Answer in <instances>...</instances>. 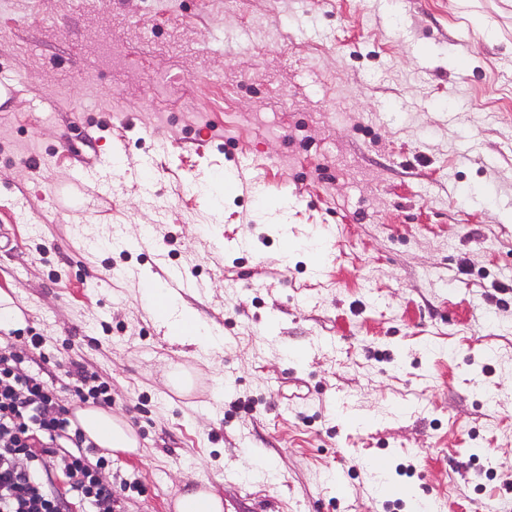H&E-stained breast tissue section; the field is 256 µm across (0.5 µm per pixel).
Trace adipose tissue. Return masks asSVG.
<instances>
[{
  "label": "adipose tissue",
  "instance_id": "obj_1",
  "mask_svg": "<svg viewBox=\"0 0 512 512\" xmlns=\"http://www.w3.org/2000/svg\"><path fill=\"white\" fill-rule=\"evenodd\" d=\"M142 297L148 306L161 302V310L172 336L189 340L201 347L218 345V337L212 336L206 327L199 324L191 311L177 309L175 301L168 298L160 285L143 289ZM72 424L79 427L98 447L124 453L139 450V440L134 429L124 419L107 410L92 405L76 408Z\"/></svg>",
  "mask_w": 512,
  "mask_h": 512
}]
</instances>
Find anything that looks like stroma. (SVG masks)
Instances as JSON below:
<instances>
[{
    "label": "stroma",
    "mask_w": 512,
    "mask_h": 512,
    "mask_svg": "<svg viewBox=\"0 0 512 512\" xmlns=\"http://www.w3.org/2000/svg\"><path fill=\"white\" fill-rule=\"evenodd\" d=\"M0 232L124 512H512V0H0ZM172 270L222 349L148 315ZM176 512H223L224 503L205 487L181 492L174 501Z\"/></svg>",
    "instance_id": "35a3bbf8"
}]
</instances>
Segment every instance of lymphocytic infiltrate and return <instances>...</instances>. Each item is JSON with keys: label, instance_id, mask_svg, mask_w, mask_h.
Returning a JSON list of instances; mask_svg holds the SVG:
<instances>
[{"label": "lymphocytic infiltrate", "instance_id": "1", "mask_svg": "<svg viewBox=\"0 0 512 512\" xmlns=\"http://www.w3.org/2000/svg\"><path fill=\"white\" fill-rule=\"evenodd\" d=\"M42 343L35 334L0 347V512H122L104 478L108 460L73 427L58 391L101 407L111 406L112 396L105 385L90 384L78 362L75 379L60 387L28 369L29 352Z\"/></svg>", "mask_w": 512, "mask_h": 512}]
</instances>
